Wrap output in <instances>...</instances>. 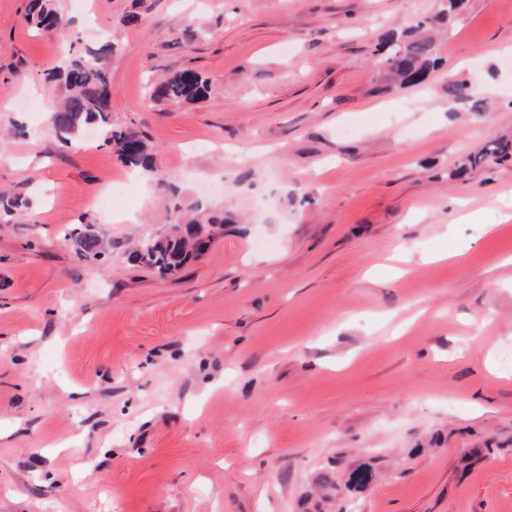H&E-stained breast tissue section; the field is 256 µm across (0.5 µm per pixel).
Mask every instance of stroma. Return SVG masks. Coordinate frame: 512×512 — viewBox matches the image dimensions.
I'll use <instances>...</instances> for the list:
<instances>
[{"label":"stroma","instance_id":"35a3bbf8","mask_svg":"<svg viewBox=\"0 0 512 512\" xmlns=\"http://www.w3.org/2000/svg\"><path fill=\"white\" fill-rule=\"evenodd\" d=\"M87 2L60 0L64 33L0 0V129L31 132L0 147L29 199L0 221V512H512V161L448 176L512 139V0H465L403 88L378 39L444 0ZM105 39L140 177L62 148L63 88L30 89ZM183 69L204 99L146 98ZM206 214L225 225L178 278L131 261ZM82 220L103 259L72 249Z\"/></svg>","mask_w":512,"mask_h":512}]
</instances>
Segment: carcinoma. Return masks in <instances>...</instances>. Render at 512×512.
<instances>
[{
	"mask_svg": "<svg viewBox=\"0 0 512 512\" xmlns=\"http://www.w3.org/2000/svg\"><path fill=\"white\" fill-rule=\"evenodd\" d=\"M23 22L28 27L63 28L66 22L58 11L56 0H29ZM427 21L422 20L408 29L382 36L377 48L379 64L395 82L415 84L439 66L436 41L427 34ZM115 46L110 42L99 44L75 54L68 64L49 75V79L64 85L62 103L50 112L48 131L63 145L73 144L76 135L86 125L101 129L103 144L110 147L117 158L130 168L144 172L153 171V161L145 143L127 129L112 124L110 105L112 81L110 67ZM208 81L200 73L180 70L157 85L147 88L149 97L193 102L208 94ZM455 95L470 104L473 112H482L484 99L476 96L471 87L454 85ZM512 155V143L497 141L491 148H484L463 159L448 173L455 179L463 178L468 171L489 162L498 163ZM29 206L24 193L0 194V217H10ZM224 220L210 218L207 222L193 219L186 224H172L166 230L142 238L132 252V260L151 269L162 278L178 274L191 261L197 259L212 242L215 227ZM75 253L85 260H99L109 248L89 227H75L68 237Z\"/></svg>",
	"mask_w": 512,
	"mask_h": 512,
	"instance_id": "carcinoma-1",
	"label": "carcinoma"
}]
</instances>
